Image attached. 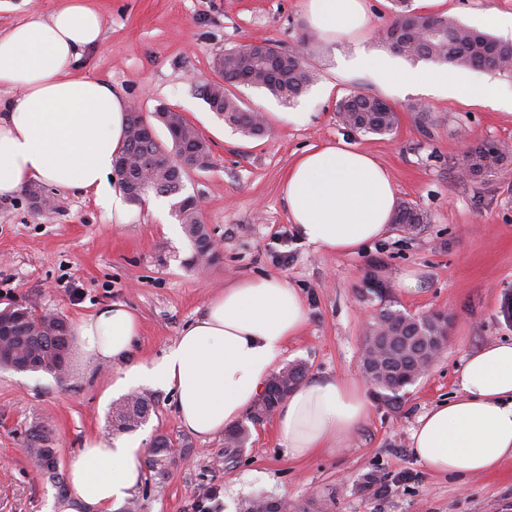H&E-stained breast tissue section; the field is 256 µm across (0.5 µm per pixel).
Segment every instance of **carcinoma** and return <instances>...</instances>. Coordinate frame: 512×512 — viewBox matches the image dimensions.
I'll list each match as a JSON object with an SVG mask.
<instances>
[{"label":"carcinoma","instance_id":"carcinoma-1","mask_svg":"<svg viewBox=\"0 0 512 512\" xmlns=\"http://www.w3.org/2000/svg\"><path fill=\"white\" fill-rule=\"evenodd\" d=\"M391 2L394 19L384 30V41L398 55L435 65L512 72V42L444 15L417 14L410 9L409 0ZM302 43L303 52L300 54L273 44L261 51L253 49L243 53L227 50L224 52V70L220 72L221 81L199 84L197 91L209 109L224 116V122L237 133L246 138H258L265 131L262 118L258 113L242 108L229 87L243 84L264 89L281 102L295 101L308 90L313 80L307 63L310 41L304 38ZM336 112L342 115V122L347 128L362 135H390L398 125L396 110L373 95L349 93L336 104ZM171 118L170 127L177 131V137L171 138L170 147L161 144L163 151L171 156V165L159 168L146 181L139 175H133V157L142 153L139 134L133 133L122 153L116 157L115 172L121 176L124 194L133 204L140 203L151 192L169 198L171 212L193 245V252L185 260L191 268L205 258L210 234L199 220L198 209L189 205L187 196L182 194L186 174L183 164L192 156H208V145L182 115L174 113ZM505 160L506 156L498 153L496 145L486 143L469 150L465 157V170L473 176H488L497 173ZM424 220L426 216L406 204L394 217L395 223L409 227L422 224ZM379 323L386 325L392 336H416L424 340L442 335L446 327L437 315L413 322L407 315L389 309L379 314ZM0 328L14 337L13 349L29 355L57 358L59 351L67 348L65 332L58 326H44L39 314L26 304L13 303L0 310ZM373 360L371 382L384 390L395 392L413 384L405 378L407 372L414 373L416 378L421 375L417 357L413 355L396 358L390 350L386 357L375 356ZM305 375V366L294 364L271 377L265 394L251 411L249 421L255 424L274 412ZM153 411L154 403L149 395L127 397L112 409V429L117 432L135 431L147 422ZM249 439V426L236 424L229 427L224 435V458L236 459ZM25 440L37 467L52 479L58 477L53 463L55 449L51 448L52 429L49 425L38 423L30 427ZM174 463L169 439L163 434L156 436L145 460L149 478L161 481Z\"/></svg>","mask_w":512,"mask_h":512}]
</instances>
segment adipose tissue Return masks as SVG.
<instances>
[{
  "label": "adipose tissue",
  "mask_w": 512,
  "mask_h": 512,
  "mask_svg": "<svg viewBox=\"0 0 512 512\" xmlns=\"http://www.w3.org/2000/svg\"><path fill=\"white\" fill-rule=\"evenodd\" d=\"M322 39L359 33L363 0H306ZM103 19L89 0H61L0 32V197L40 182L91 195L114 223L133 215L112 182L126 142L129 100L93 77L74 76L82 56L101 44ZM358 63L385 83L405 82L453 97L512 110L490 83H470L453 70L402 72L385 55L359 53ZM288 219L310 244L333 254L356 252L380 237L397 207L387 171L369 154L341 142L304 150L282 181ZM307 322L296 288L277 277H244L227 285L189 323L160 360L134 357L138 316L114 303L81 317L74 349L82 362L114 365V388L149 385L172 392L183 428L211 437L251 410L277 370L290 338ZM460 393L424 413L411 434L414 457L436 476H472L512 458V343L470 355ZM357 382L323 378L296 387L274 418L279 443L294 458L336 452L368 416ZM70 491L46 512H118L143 481L138 443L90 437L68 469Z\"/></svg>",
  "instance_id": "1"
}]
</instances>
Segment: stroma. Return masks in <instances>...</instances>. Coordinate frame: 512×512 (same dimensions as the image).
Segmentation results:
<instances>
[{
  "instance_id": "stroma-1",
  "label": "stroma",
  "mask_w": 512,
  "mask_h": 512,
  "mask_svg": "<svg viewBox=\"0 0 512 512\" xmlns=\"http://www.w3.org/2000/svg\"><path fill=\"white\" fill-rule=\"evenodd\" d=\"M362 34L333 44L316 40L308 58L314 81L290 105L264 90H234L243 107L265 119V136H240L198 96L196 82L215 79L216 54L253 42L291 48L313 30L303 0H91L104 18L100 48L83 71L107 82L144 113L164 105L182 114L207 141L205 168L184 178V191L202 202L200 221L222 242L205 274L186 270L192 253L186 235L170 236L169 208L155 197L128 224L112 221L93 196L50 188L52 208L26 193L0 199V308L17 302L53 311L74 323L111 303L131 308L141 322L137 357H162L183 328L224 287L241 277L277 276L298 288L308 320L289 340L283 365L307 366V380L334 377L363 383L368 417L337 453L295 459L282 448L272 421L252 427L239 463L218 468L224 437H196L183 429L171 392L145 387L156 403L133 431L142 448L167 436L177 459L159 486L133 496L137 512H197L201 485L220 490V512H249L263 496L291 504L334 498L331 512H512V460L471 477L429 473L410 449L419 417L458 392L464 358L494 342H512L503 313L512 297V111L455 97L405 93L384 85L354 63L358 51L383 52L379 33L392 19L391 0H364ZM415 12L442 14L508 40L494 24L511 16L512 0H411ZM376 95L397 112L388 136L346 128L337 102L349 92ZM429 107L426 130L414 107ZM285 110L305 120L285 121ZM345 141L370 154L390 174L397 200L428 217L406 228L389 224L354 254H329L305 242L288 221L281 194L288 168L311 146ZM508 147L501 173L463 176L467 151L481 143ZM420 288H403L406 276ZM448 314V345L415 383L399 392L366 383L363 338L368 315ZM116 369L69 362L68 373L0 369V512H45L55 485L19 446L26 429L46 421L60 470H67L87 436L111 440V392ZM389 488L366 490L370 473Z\"/></svg>"
}]
</instances>
